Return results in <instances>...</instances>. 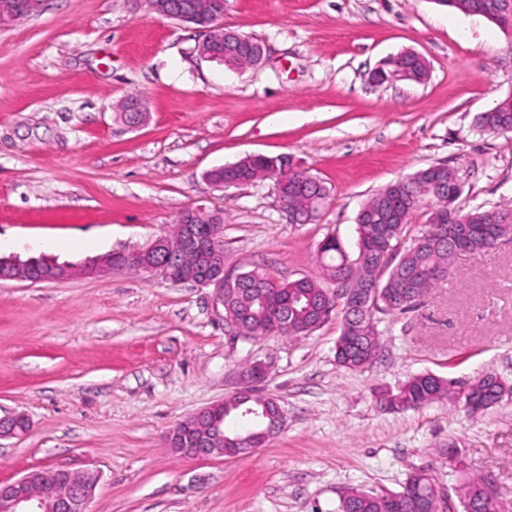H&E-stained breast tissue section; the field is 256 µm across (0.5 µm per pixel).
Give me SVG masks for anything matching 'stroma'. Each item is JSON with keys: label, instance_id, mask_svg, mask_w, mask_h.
<instances>
[{"label": "stroma", "instance_id": "obj_1", "mask_svg": "<svg viewBox=\"0 0 512 512\" xmlns=\"http://www.w3.org/2000/svg\"><path fill=\"white\" fill-rule=\"evenodd\" d=\"M223 23L264 41L265 61L201 57L190 25L143 0H47L0 28V253L77 264L200 210L224 218L227 269L291 281L319 276L327 235L355 252L363 204L420 169H454L466 211L512 199V133L475 126L512 93V33L436 0H224ZM406 49L427 81H374ZM130 95L149 113L139 128L117 116ZM253 154L326 183L316 221L291 223L273 179H207ZM339 328L245 338L210 289L139 271L0 281V415L28 420L0 440V483L61 465L97 475L91 512H334L344 489L397 490L423 468L439 512H461L454 490L477 473L512 506V399L475 415L377 403L427 372L512 382V236L458 254L421 306L381 317L371 366L337 363ZM248 359L272 365L256 388L280 431L244 457L171 453L166 433L236 391ZM452 440L464 471L437 455Z\"/></svg>", "mask_w": 512, "mask_h": 512}]
</instances>
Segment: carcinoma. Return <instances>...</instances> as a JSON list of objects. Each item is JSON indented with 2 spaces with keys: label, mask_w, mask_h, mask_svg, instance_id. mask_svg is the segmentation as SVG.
<instances>
[{
  "label": "carcinoma",
  "mask_w": 512,
  "mask_h": 512,
  "mask_svg": "<svg viewBox=\"0 0 512 512\" xmlns=\"http://www.w3.org/2000/svg\"><path fill=\"white\" fill-rule=\"evenodd\" d=\"M437 4L465 14L480 15L497 24L502 30L512 29V18L497 16V0H436ZM224 19V0H210V7L199 14V21L209 24ZM476 125L483 131L512 130L511 112L480 113ZM278 178L282 205L300 218L319 213L318 206L329 196L323 182H307L305 172L292 169L280 159ZM267 157H249L231 178L249 179L269 171ZM219 173L220 179L227 177ZM437 188L421 169L410 176V181H396L377 193L357 215L358 257L352 262L344 245L334 235L326 236L317 252V263L322 278L328 283L347 281L349 288L376 287L377 298L372 310L359 315H341V327L336 339V361L349 370L358 371L370 366L376 359L381 342L377 327L378 316L408 312L424 302L431 288L448 275L457 253L485 252L496 240L512 234V201L481 206L454 215V221L470 228L461 242L448 238V225L429 223L411 244L401 250L396 241L402 236L410 215L428 204L439 201ZM327 288L316 280L301 277L279 281L266 274L255 280V271L238 274L235 283L224 293V319L237 325L242 336L268 335L302 336L321 326V309L317 303L324 299ZM488 409L512 397V384L495 374L483 375L470 382L467 396H462L448 379L431 373L409 378L395 390L380 392L378 403L400 412L420 409L445 402L463 404L466 398ZM271 398H256L235 393L224 399L225 446L240 433L227 423L247 417L253 422L249 434L256 435L266 426L264 405ZM485 477L472 475L458 488L463 512H504L498 496L484 492ZM438 485L426 470L412 473L397 491H366L348 488L338 497L336 512H437Z\"/></svg>",
  "instance_id": "carcinoma-1"
}]
</instances>
